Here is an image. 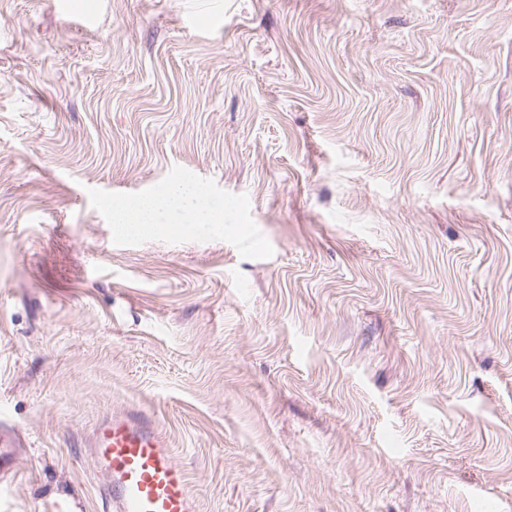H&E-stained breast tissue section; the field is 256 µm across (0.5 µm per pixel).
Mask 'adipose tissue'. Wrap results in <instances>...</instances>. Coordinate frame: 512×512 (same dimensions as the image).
<instances>
[{"label": "adipose tissue", "mask_w": 512, "mask_h": 512, "mask_svg": "<svg viewBox=\"0 0 512 512\" xmlns=\"http://www.w3.org/2000/svg\"><path fill=\"white\" fill-rule=\"evenodd\" d=\"M222 203L212 201L199 189L189 187L177 192L116 206L112 221L133 227H149L160 224L169 214L181 216L188 224H214Z\"/></svg>", "instance_id": "ef3b65f1"}]
</instances>
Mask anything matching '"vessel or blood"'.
Instances as JSON below:
<instances>
[{
    "mask_svg": "<svg viewBox=\"0 0 512 512\" xmlns=\"http://www.w3.org/2000/svg\"><path fill=\"white\" fill-rule=\"evenodd\" d=\"M19 445L17 435L0 424V473ZM88 448L103 478L107 512H198L187 471L152 416L130 409L103 418Z\"/></svg>",
    "mask_w": 512,
    "mask_h": 512,
    "instance_id": "1",
    "label": "vessel or blood"
}]
</instances>
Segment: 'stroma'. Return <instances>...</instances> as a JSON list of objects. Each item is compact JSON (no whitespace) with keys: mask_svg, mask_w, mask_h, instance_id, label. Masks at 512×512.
<instances>
[{"mask_svg":"<svg viewBox=\"0 0 512 512\" xmlns=\"http://www.w3.org/2000/svg\"><path fill=\"white\" fill-rule=\"evenodd\" d=\"M59 2L0 0V512H102L132 407L199 512H512V0ZM218 212H224V204L214 202L199 189L189 187L178 192L117 205L112 211L114 224L144 227L163 224L167 214L180 215L185 224H223ZM15 448H20L17 435L6 430L0 420V473L3 474L5 467L10 465L15 457Z\"/></svg>","mask_w":512,"mask_h":512,"instance_id":"1","label":"stroma"}]
</instances>
